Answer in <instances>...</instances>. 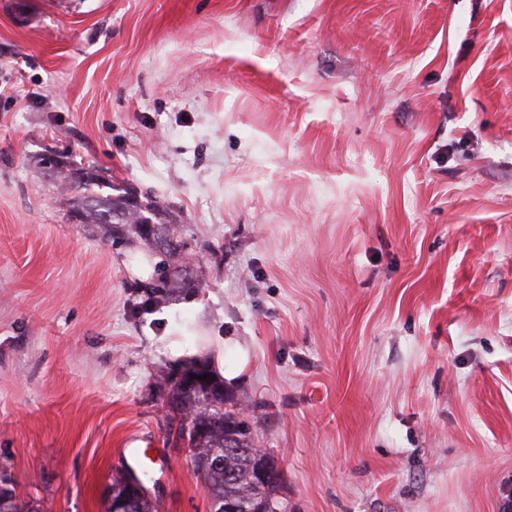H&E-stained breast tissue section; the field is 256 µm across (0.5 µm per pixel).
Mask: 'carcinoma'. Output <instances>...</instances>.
<instances>
[{
    "mask_svg": "<svg viewBox=\"0 0 512 512\" xmlns=\"http://www.w3.org/2000/svg\"><path fill=\"white\" fill-rule=\"evenodd\" d=\"M39 164L55 174V187L68 205V218L105 228L116 243L134 234L151 252L169 259L181 257L179 221L170 209L139 196L123 183L112 182L94 168L76 167L58 160L54 154L40 157ZM146 219L153 226L150 234L144 230ZM200 285L197 279L171 277L163 272L153 283L151 294L157 301L164 300ZM204 374L210 378L200 379ZM164 401L179 415L181 430L176 442L188 450L194 473L207 489L209 512H220L225 501L246 500L265 504L267 512H288V502L280 496L283 472L278 470L265 481L255 477L254 456L261 455L272 462L275 458L257 447L250 426L240 413L224 409V380L213 375L203 362L191 364L179 371ZM212 457L224 459V467L208 466ZM110 490L106 512H113L116 502L131 494L121 474L112 478ZM0 512L34 510L11 485L0 487Z\"/></svg>",
    "mask_w": 512,
    "mask_h": 512,
    "instance_id": "obj_1",
    "label": "carcinoma"
}]
</instances>
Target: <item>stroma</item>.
Instances as JSON below:
<instances>
[{"instance_id": "1", "label": "stroma", "mask_w": 512, "mask_h": 512, "mask_svg": "<svg viewBox=\"0 0 512 512\" xmlns=\"http://www.w3.org/2000/svg\"><path fill=\"white\" fill-rule=\"evenodd\" d=\"M48 152L168 205L203 281L74 224ZM225 337L229 351L215 343ZM234 401L288 512H512V0H0V473L104 512L167 442L168 345ZM200 285V280H193L180 275H175L171 277L168 276L165 272H162L157 281L153 283L152 287H150V292L154 296L149 298L145 305L150 303L153 299L158 301L172 298L179 295L180 293L187 289L199 288Z\"/></svg>"}]
</instances>
